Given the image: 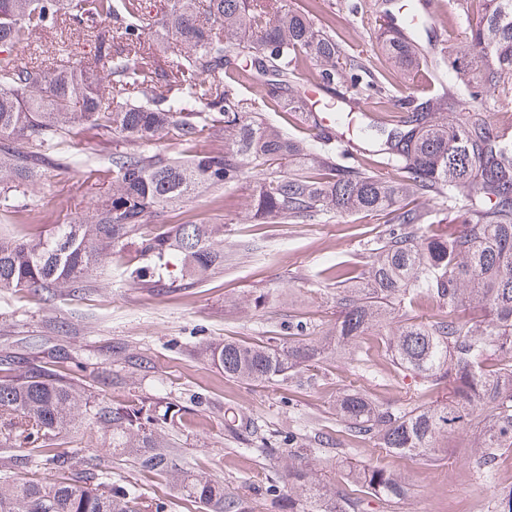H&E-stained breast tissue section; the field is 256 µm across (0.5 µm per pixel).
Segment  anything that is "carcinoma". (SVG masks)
<instances>
[{
    "label": "carcinoma",
    "instance_id": "obj_1",
    "mask_svg": "<svg viewBox=\"0 0 512 512\" xmlns=\"http://www.w3.org/2000/svg\"><path fill=\"white\" fill-rule=\"evenodd\" d=\"M281 0H171L160 20L138 0H0V206L46 170L77 167L83 158L59 146L93 131L122 135L108 158L112 188L101 203L45 236L0 232V290L53 296L112 265V254L132 251L148 261L140 281L173 274L203 281L224 271L222 224H168L167 209L213 189L239 187L245 174L246 210L272 224H311L328 214L381 216L388 233L357 283L351 267L327 268L336 284V322L322 339L299 320L288 339L255 343L227 340L209 350L224 376L248 385L274 384L324 360L350 356L369 331L382 336L385 354L401 372L421 381L407 405H380L356 388L336 400V420L353 441L371 440L394 457L442 460L444 441L462 430L473 437L470 456L491 472L512 449V133L468 115L484 111L487 94L512 86V0H466L473 8L469 56L449 61L466 92L465 106L435 95L400 107L392 128L371 126L362 139L380 143L385 173L342 162L325 133L308 142L270 121L242 97L251 83L263 106L276 111L297 83V63L318 66L323 87L383 95L369 63L344 54L307 9L288 11ZM402 28L416 31L414 0L392 2ZM90 37L87 63L56 41L52 62L40 61L43 39L59 21ZM160 24L171 39L159 55L142 35ZM381 53L398 69L416 68L418 47L392 29L379 34ZM205 110H199V107ZM456 113L449 125L440 113ZM224 132L222 153L196 150L201 139ZM172 136L182 150L148 149ZM460 199L463 223L429 230L428 215L410 196ZM437 309L424 321L402 311L421 299ZM442 399L428 401L433 394ZM112 426V453L143 473L165 478L204 512H250L238 494L177 464V449L153 434L159 418L143 400L91 404L88 396L45 367L0 382V429L5 439L45 443L81 417ZM225 431L236 439L257 434L254 422L232 417ZM300 433L263 438L271 455L288 460V492L302 512H362L364 497L397 503L407 487L383 467L349 468V488L313 471L302 456ZM70 464L44 448L35 471L0 481V512H164L147 506L130 482L114 483L98 458L86 462L89 488L68 474Z\"/></svg>",
    "mask_w": 512,
    "mask_h": 512
}]
</instances>
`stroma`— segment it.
I'll return each mask as SVG.
<instances>
[{
  "mask_svg": "<svg viewBox=\"0 0 512 512\" xmlns=\"http://www.w3.org/2000/svg\"><path fill=\"white\" fill-rule=\"evenodd\" d=\"M385 10V0H319L312 21L330 26L346 54L370 60L388 97H429L426 70L408 76L381 55L376 35L388 22ZM469 21L464 0H442L417 35L421 53L433 58L466 52ZM113 148L112 137H83L78 149L95 159L94 170L64 167L38 177L13 207H0V229L21 236L47 232L92 208L109 188L112 176L104 163ZM243 195L240 188L210 192L166 216L170 224L223 225L226 261L216 277L187 287H151L130 279L137 260L116 254L111 273L92 274L50 302L26 291L0 292V380L47 366L97 401H146L165 416L179 464L246 497L253 512H288L287 462L262 453L259 438L292 427L315 448L316 462L335 483H342L347 464L402 474L406 496L396 504L368 500L367 512H494L498 498L512 491L511 453L484 474L463 432L449 441L451 460L433 465L346 439L335 415L345 388L356 386L382 405L411 402L419 390L418 380L399 374L385 356L380 337H360L356 356L327 360L270 386L225 378L211 363L209 347L227 340L284 336L297 320L331 327L336 288L323 269L338 262L367 269L387 230L382 219L362 213L326 215L312 224L252 222ZM228 408L254 420L258 439L246 444L226 436ZM49 445L78 471L88 458L107 459L113 481L136 483L146 500H165L166 512H201L167 481L113 456L111 429L85 420Z\"/></svg>",
  "mask_w": 512,
  "mask_h": 512,
  "instance_id": "35a3bbf8",
  "label": "stroma"
}]
</instances>
